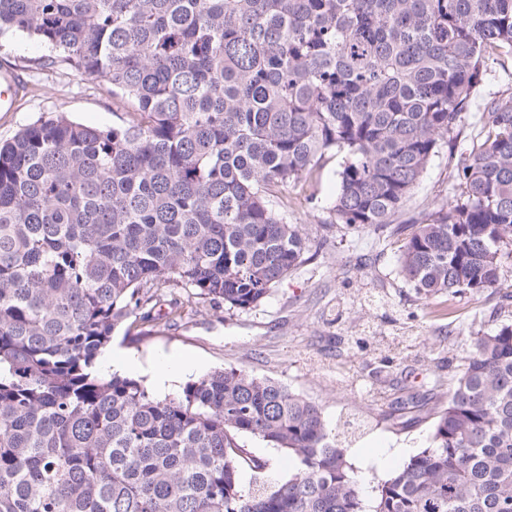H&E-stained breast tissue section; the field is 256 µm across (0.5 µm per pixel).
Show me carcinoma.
<instances>
[{
  "label": "carcinoma",
  "mask_w": 512,
  "mask_h": 512,
  "mask_svg": "<svg viewBox=\"0 0 512 512\" xmlns=\"http://www.w3.org/2000/svg\"><path fill=\"white\" fill-rule=\"evenodd\" d=\"M98 80L112 127L63 114L0 141V512H512V323L472 337L430 445L367 499L321 409L214 370L160 398L96 370L117 327L257 307L309 251L290 184L340 158L332 212L386 228L476 119L454 195L407 238L416 293L481 295L512 259V93L470 115L512 0H0V36ZM284 482L244 487L266 462ZM244 444L254 455L268 460L269 466L263 476L268 482H277L288 477L294 468L293 461L278 448L254 438H245Z\"/></svg>",
  "instance_id": "cac0c4a2"
}]
</instances>
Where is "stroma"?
<instances>
[{
	"instance_id": "1",
	"label": "stroma",
	"mask_w": 512,
	"mask_h": 512,
	"mask_svg": "<svg viewBox=\"0 0 512 512\" xmlns=\"http://www.w3.org/2000/svg\"><path fill=\"white\" fill-rule=\"evenodd\" d=\"M44 53L24 37L0 42V70L14 69L24 85L16 111L0 112V139L51 113L115 122L99 82L40 66ZM339 170L338 158H328L316 183L285 189L288 221L305 225L311 247L259 306L231 314L206 301L180 319L117 332L97 369L112 374L113 351L137 354L168 367L171 396L222 368L281 382L316 403L329 426L349 416L363 424L347 453L369 489L427 446L430 428L419 407L447 401L472 336L512 321V266L502 288L483 295L422 298L401 276L398 259L413 225L450 198L448 150L432 159L383 233L336 223Z\"/></svg>"
}]
</instances>
